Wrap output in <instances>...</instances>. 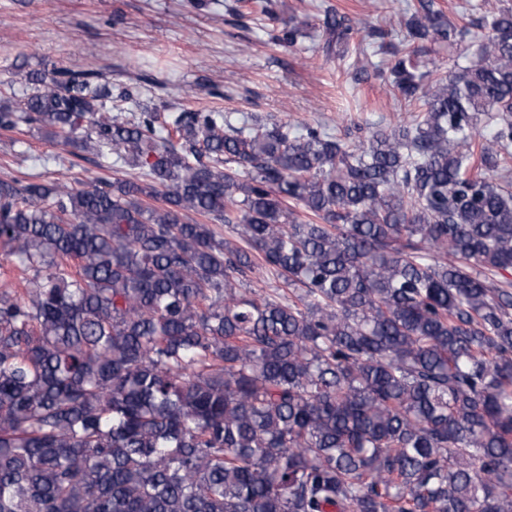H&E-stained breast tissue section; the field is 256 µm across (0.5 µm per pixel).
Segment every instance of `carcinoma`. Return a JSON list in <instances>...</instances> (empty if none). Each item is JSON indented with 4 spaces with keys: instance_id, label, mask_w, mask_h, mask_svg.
Returning a JSON list of instances; mask_svg holds the SVG:
<instances>
[{
    "instance_id": "carcinoma-1",
    "label": "carcinoma",
    "mask_w": 512,
    "mask_h": 512,
    "mask_svg": "<svg viewBox=\"0 0 512 512\" xmlns=\"http://www.w3.org/2000/svg\"><path fill=\"white\" fill-rule=\"evenodd\" d=\"M355 145L13 65L20 124L111 179H0V512H512V7L412 0ZM284 49L309 20L273 16ZM355 28L323 21L344 58ZM143 170L130 178L124 168ZM204 217L232 227L242 247ZM259 269L288 296L247 287ZM437 3L451 20L459 24H463V22L467 21H461V17L463 15L468 17L466 15L469 13L468 8H470V3L482 4L483 11L497 10L503 5L512 6V0H437ZM458 58V50L454 46L432 45L430 51L426 53L422 60L425 69L431 70L438 76H445L448 70L453 67Z\"/></svg>"
}]
</instances>
